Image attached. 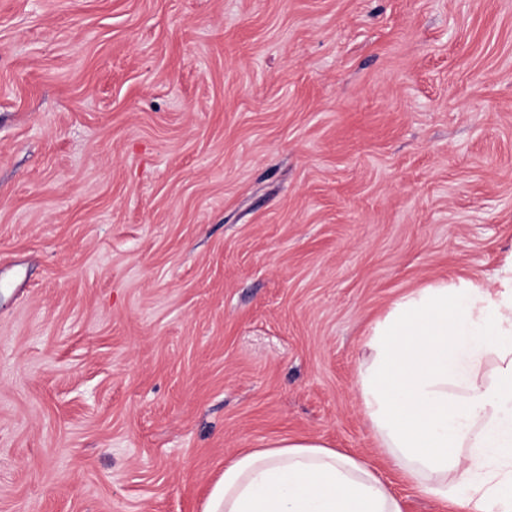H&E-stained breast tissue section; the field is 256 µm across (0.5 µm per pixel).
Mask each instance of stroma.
Instances as JSON below:
<instances>
[{"label": "stroma", "instance_id": "obj_1", "mask_svg": "<svg viewBox=\"0 0 512 512\" xmlns=\"http://www.w3.org/2000/svg\"><path fill=\"white\" fill-rule=\"evenodd\" d=\"M512 251V0H0V512L366 461L367 329Z\"/></svg>", "mask_w": 512, "mask_h": 512}]
</instances>
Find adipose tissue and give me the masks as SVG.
<instances>
[{"label":"adipose tissue","instance_id":"1","mask_svg":"<svg viewBox=\"0 0 512 512\" xmlns=\"http://www.w3.org/2000/svg\"><path fill=\"white\" fill-rule=\"evenodd\" d=\"M366 346L361 406L403 475L448 512H512V254L494 285L460 278L405 293ZM204 512L402 507L367 463L315 439H280L225 462Z\"/></svg>","mask_w":512,"mask_h":512}]
</instances>
